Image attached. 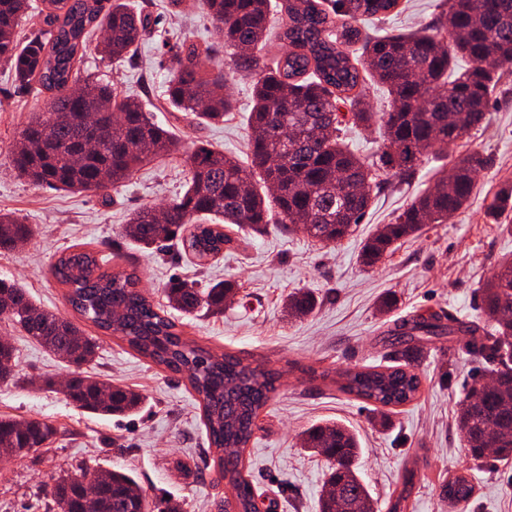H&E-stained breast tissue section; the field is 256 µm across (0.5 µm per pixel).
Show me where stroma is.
I'll use <instances>...</instances> for the list:
<instances>
[{
	"label": "stroma",
	"instance_id": "stroma-1",
	"mask_svg": "<svg viewBox=\"0 0 512 512\" xmlns=\"http://www.w3.org/2000/svg\"><path fill=\"white\" fill-rule=\"evenodd\" d=\"M135 2L153 26L133 57L113 64L91 46L81 70L141 100L154 121L174 131L181 151L142 166L116 189L71 193L29 185L16 177L10 148L33 114L46 111L47 97L19 91L0 64V210L38 228L22 248L0 251V278L18 280L46 309L70 318L75 312L67 289L51 266L75 249L111 254L107 272L136 271L160 306L163 289L174 278L235 282L238 292L223 314L181 317L177 323L187 341L236 355L278 377L274 401L244 455V470L269 512H318L325 462L302 450L300 433L326 419L357 433L363 448L358 474L378 512H388L409 470L415 484L405 512H512V459L474 464L455 422L458 399L492 369L488 360L467 351L464 327L486 325L480 287L499 261L512 257V233L486 210L499 188L512 183V66L502 68L482 126L447 152L430 150L408 182L383 184L362 223L340 242L324 245L271 225L256 235L231 232L223 252L204 262L175 248L144 253L120 237L128 212L171 202L184 191L196 142L244 157L252 94L249 80H231L235 110L219 124H200L170 109L163 92L174 64L173 45L216 43L219 33L197 0H185L178 9L169 0ZM442 9L443 0H399L385 27L395 34L426 28ZM474 150L489 164L469 205L447 223L426 225L421 235L397 242L376 267L363 266L365 239L432 186L437 170ZM299 288L312 290L320 305L294 319L284 300ZM433 314L451 318V331L430 337L411 333L409 322ZM79 326L99 345L93 372L142 392L148 405L128 417L81 413L61 392L44 387L45 377L65 378L64 364L0 321V337L15 348L21 378L20 385H0V416L43 420L59 430L48 447L0 464V512H47L60 473L111 465L132 472L151 512H163L170 501L180 503L183 512H220L225 482L186 379L88 321ZM409 349L422 381L411 402L381 415L372 403L339 391L340 371L387 367L392 354ZM465 469L474 493L467 502L449 504L443 487Z\"/></svg>",
	"mask_w": 512,
	"mask_h": 512
}]
</instances>
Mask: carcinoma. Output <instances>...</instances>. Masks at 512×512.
<instances>
[{"label": "carcinoma", "instance_id": "cac0c4a2", "mask_svg": "<svg viewBox=\"0 0 512 512\" xmlns=\"http://www.w3.org/2000/svg\"><path fill=\"white\" fill-rule=\"evenodd\" d=\"M199 7L222 34L223 42L203 48L194 44L175 54L165 89L166 101L203 123L224 120L234 110L227 92L228 73L251 78L250 161L241 163L201 143L189 156L187 188L164 207L144 206L131 212L124 236L140 249L181 237L187 224L190 251L200 259L220 253L224 225L260 233L275 222L290 232L333 244L349 235L385 174H413L424 151L449 148L469 137L486 119L498 70L512 64V0H446L448 9L423 33H365L370 17L389 13L397 0H336L333 13L317 0H285L280 31L270 24L271 0H198ZM29 0H0V60L14 82L48 94L49 111L39 112L11 149L18 176L36 186L97 191L103 175L109 185L130 181L136 169L158 155L179 152L175 133L150 117L137 99L122 97L108 84L81 79L88 37L105 32L100 53L114 63L131 57L146 34L149 15L130 0H47L39 27L18 41L17 28L28 19ZM283 51L273 64L259 66L257 53L270 36ZM364 41V70L386 86L389 109L375 112L364 104L366 92L358 64L347 47ZM473 66L451 72L453 58ZM351 108V122L377 125L381 154L372 164L340 143L339 104ZM95 137L99 149H85ZM486 158L478 152L454 160L426 192L392 224L383 225L363 249V263L374 267L402 238L426 224H445L471 200ZM512 210V185L501 187L487 206L496 218ZM33 225L0 211V250H13L32 239ZM105 256L76 250L53 265L57 280L69 288L68 301L85 320L125 341L158 366L184 375L203 408L204 426L215 464L224 478L222 512H253L254 492L243 473V454L256 420L276 392L272 373L231 355H214L182 338L174 319L138 288L134 273H108ZM489 329H467L466 348L497 366L487 382L475 383L459 400L457 425L471 457L487 458V432L497 430L494 457L512 459V261L497 264L483 288ZM236 294L229 282L198 288L178 278L164 288L167 307L184 316L224 312ZM288 313L313 311L316 298L308 289L288 295ZM121 314L114 315V309ZM0 320L18 326L55 355L69 370L63 395L74 407L96 415H130L143 396L112 379L86 374L98 344L72 321L36 304L25 289L0 279ZM338 389L382 407L412 401L421 378L406 361L385 368L368 367L339 374ZM58 434L46 421L0 418V459L22 458ZM303 447L324 456L328 466L319 512H377L368 487L357 471L358 440L338 422L304 432ZM93 512H149L145 492L135 479L116 469L96 471ZM78 475H64L52 491V512H81ZM474 486L468 476L448 479V502L468 501Z\"/></svg>", "mask_w": 512, "mask_h": 512}]
</instances>
